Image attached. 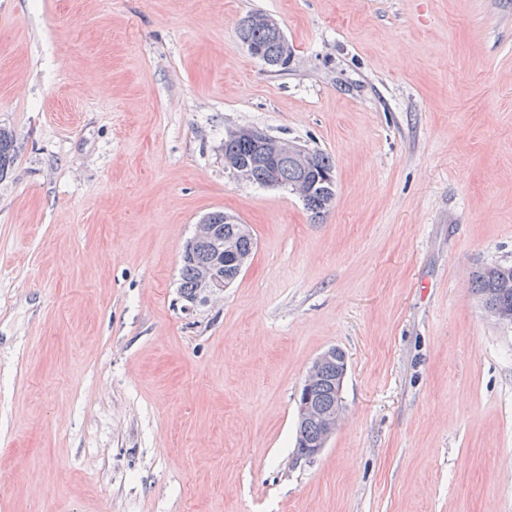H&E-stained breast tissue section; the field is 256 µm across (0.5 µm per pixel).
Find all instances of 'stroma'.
Segmentation results:
<instances>
[{
	"label": "stroma",
	"mask_w": 512,
	"mask_h": 512,
	"mask_svg": "<svg viewBox=\"0 0 512 512\" xmlns=\"http://www.w3.org/2000/svg\"><path fill=\"white\" fill-rule=\"evenodd\" d=\"M0 127V512H512V327L472 290L512 265V0H0ZM242 127L332 159L323 219L225 169ZM213 211L257 247L192 304ZM266 16L270 15L261 11L246 16L239 24L238 37L242 42L262 47L264 52L271 57L281 58L287 49L277 39L275 31L262 22ZM16 141L11 130L0 127V179L12 167L16 154ZM207 222H200L196 224L195 231L191 237L185 254L187 256L192 254L194 247L202 242L210 243L217 236V229L215 225L218 224L219 229L224 230V237H234L236 242V252L232 257H224V272L233 275L236 267L238 274L234 276L222 275L213 267H205L202 271V266L211 258L210 248L203 245L195 250L193 258H185L182 256V265L180 269V283L179 288L183 296L187 299H193L201 293V280L203 285V298L209 300L210 297L223 294L224 288H227L242 270L246 267L250 259L237 261L238 265L230 264L232 261L239 259V257L248 255L252 252L254 246V237L251 230L248 229L247 233H242L239 229V224H236L234 217L221 211H216L208 214L203 218ZM201 271V280H200ZM329 368L333 369V373L331 377L326 378L325 375ZM346 372L347 362L345 354L336 348H328L311 362L304 384L297 397V447L300 443L302 444L300 457L311 459L320 454L340 425L344 415L342 388ZM317 381L329 388L333 396V403L329 390L324 386H320V383ZM315 383V390L313 391L315 401L318 406L326 410H321L317 407L309 395ZM331 403L332 406L330 407ZM309 422H314L318 426L319 434L317 436L318 428L315 424L310 423L306 427ZM304 427L306 428L302 430ZM302 431L309 438L313 437L315 439L312 441L304 440Z\"/></svg>",
	"instance_id": "35a3bbf8"
}]
</instances>
